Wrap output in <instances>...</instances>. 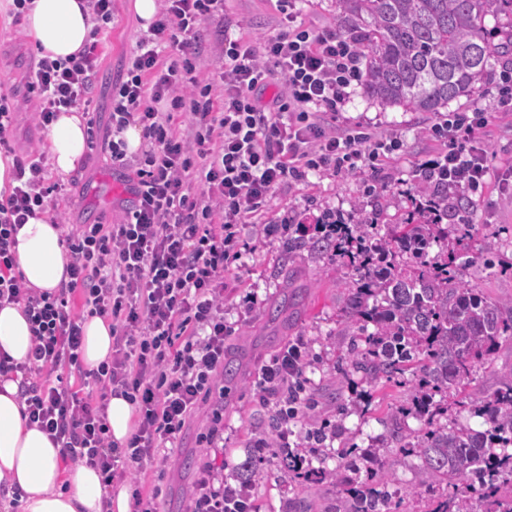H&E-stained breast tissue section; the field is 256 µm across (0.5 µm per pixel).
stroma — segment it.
Instances as JSON below:
<instances>
[{
  "mask_svg": "<svg viewBox=\"0 0 512 512\" xmlns=\"http://www.w3.org/2000/svg\"><path fill=\"white\" fill-rule=\"evenodd\" d=\"M6 2L0 0V88L13 91L18 104L11 145L20 155L30 149H47L48 141L46 129L34 118L37 100L24 81L36 57L35 47L23 30L22 19ZM293 21L315 29H339L336 0H295L286 12L277 0H224L223 23L208 22L201 27L196 76L201 82L211 81L224 51L223 25L258 43L267 35L287 30ZM507 24L506 18L487 17L491 43L498 48L495 64L469 94L449 105L453 112L478 107L492 115L485 132L490 174L482 192L469 197L472 239L462 278L496 302L512 301V186L503 187L500 181L502 174L512 169V112L499 109L494 89L500 69L512 64V49H499V31ZM142 34L129 0H114L112 21L100 35L101 66L88 107L98 129L108 124L112 83L123 72ZM437 119L433 112L381 105L361 89L338 112L337 127L368 126L377 137L398 138L401 149L383 158L373 172H330L284 185L274 192L254 223L243 226L242 257L224 272V321L235 329L226 347L243 354L245 373L242 378L225 380L223 396H211L202 405L174 453H160L124 478L128 489H139L145 497L157 496L160 512H186L206 463L215 466V484L235 479L246 448L256 433L268 428L270 412L260 402L256 385L259 368L293 340L307 346L315 359L306 373V395L314 404L313 415L332 420L338 400L357 404L345 420L346 434L330 441L332 451L351 444L367 447L370 437L384 433V420L392 408L406 401L408 386L386 383L371 390L351 380L344 390L336 388V363L351 341L343 320L348 280L344 270L317 252L289 253L287 235L267 238L260 235L259 227L279 223L286 214L316 217L325 212L344 215L349 224L361 219L380 225L399 222L414 208L421 162L443 149L431 133ZM128 176V170L113 166L109 151L99 149L84 157L65 180L69 189L62 207L65 222L120 223L132 199ZM286 286L295 292L297 307L285 328L266 318L265 309ZM219 406L224 409V447L220 450L211 447L208 439L212 412ZM385 458L393 463L389 489L400 499L402 512H430L432 493L416 486L418 458L404 453L398 439L390 441ZM256 464L265 473L252 493L258 512H284L297 496L305 498L310 512H323L327 500L336 494L335 488L312 486L295 478L277 459L263 456Z\"/></svg>",
  "mask_w": 512,
  "mask_h": 512,
  "instance_id": "obj_1",
  "label": "stroma"
}]
</instances>
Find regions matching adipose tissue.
I'll return each mask as SVG.
<instances>
[{
	"label": "adipose tissue",
	"instance_id": "obj_1",
	"mask_svg": "<svg viewBox=\"0 0 512 512\" xmlns=\"http://www.w3.org/2000/svg\"><path fill=\"white\" fill-rule=\"evenodd\" d=\"M24 31L39 56L66 59L82 51L92 28L86 0H31ZM85 119L79 109L60 112L49 126L48 143L58 176L73 173L87 149ZM17 269L27 286L55 291L67 278L70 257L60 232L46 216L28 219L16 235ZM82 356L89 368L112 353V330L98 316L83 322ZM31 331L21 308L0 307V353L14 361L27 358ZM17 381L0 377V481L18 493L20 512H130L126 486L106 488L100 471L67 465L49 436L27 423Z\"/></svg>",
	"mask_w": 512,
	"mask_h": 512
}]
</instances>
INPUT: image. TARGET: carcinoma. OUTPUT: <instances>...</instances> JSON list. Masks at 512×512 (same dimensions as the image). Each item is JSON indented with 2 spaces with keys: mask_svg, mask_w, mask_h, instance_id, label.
<instances>
[{
  "mask_svg": "<svg viewBox=\"0 0 512 512\" xmlns=\"http://www.w3.org/2000/svg\"><path fill=\"white\" fill-rule=\"evenodd\" d=\"M343 31L365 60L366 94L385 106L438 112L474 88L493 65L486 16L512 18V0H337ZM448 195L440 216L410 213L379 234L369 222L334 224L336 265L351 280L344 306L352 336L342 373H355L369 387L411 372L410 400L385 421L398 438L410 418L423 422L403 448L420 459L418 486L446 485L432 512H512V369L484 391L471 386L475 369L491 367L505 342L512 343V310L487 300L458 275L460 251L469 248L471 225L447 224ZM454 244L431 254L433 246ZM329 243L291 238L288 251L326 250ZM484 418L488 428L440 423L438 395ZM342 433V423L311 432L320 447H275L282 458L315 484L343 488L327 512H388L390 467L383 463L386 436L370 439L361 451L365 476L347 462L348 452L327 465L326 439Z\"/></svg>",
  "mask_w": 512,
  "mask_h": 512,
  "instance_id": "carcinoma-1",
  "label": "carcinoma"
}]
</instances>
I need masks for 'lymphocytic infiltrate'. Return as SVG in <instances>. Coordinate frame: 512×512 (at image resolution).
I'll use <instances>...</instances> for the list:
<instances>
[{
  "mask_svg": "<svg viewBox=\"0 0 512 512\" xmlns=\"http://www.w3.org/2000/svg\"><path fill=\"white\" fill-rule=\"evenodd\" d=\"M95 25L83 51L42 58L27 86L36 117L50 125L62 110L89 104L98 72L99 36L112 21V0H87ZM224 16V0H163V7L112 87L105 134L89 130L87 146L106 144L112 162L129 167L132 204L117 224H68L60 207L66 185L49 182L44 152L16 158L15 187L0 198V306H21L32 332L26 361L0 357V375L19 376V398L37 426L77 463L97 468L104 483L175 448L187 422L224 381V270L237 252V227L282 185L327 170L376 166L397 141L369 133H336L320 120L339 112L362 82L353 38L303 26L260 44L226 39L215 84L195 75L197 32ZM281 78L272 89L273 78ZM221 94H214V87ZM487 112L449 114L432 127L447 149L425 159L420 174L433 191L478 190L489 175L480 133ZM141 126L152 148L129 163L120 136ZM199 193H191V186ZM56 224L72 261L55 292L26 287L16 271L15 235L28 218ZM108 319L112 358L94 369L82 360V320ZM258 388L274 400L278 438L288 441L305 382L302 350L282 349L262 365ZM123 395L137 420L125 444L113 441L105 401ZM247 484L196 483L190 512H253Z\"/></svg>",
  "mask_w": 512,
  "mask_h": 512,
  "instance_id": "1",
  "label": "lymphocytic infiltrate"
}]
</instances>
